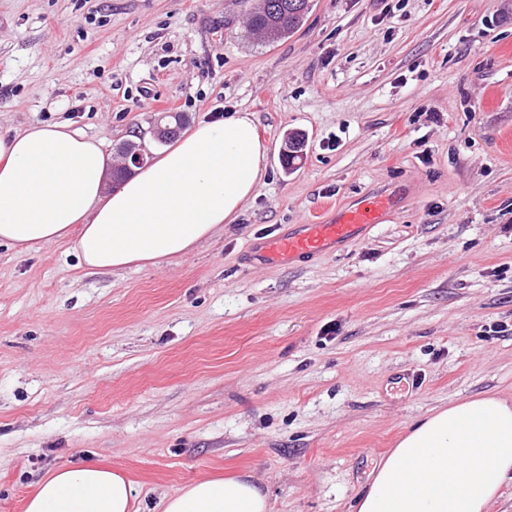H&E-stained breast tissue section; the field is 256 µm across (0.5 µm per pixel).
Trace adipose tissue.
<instances>
[{
    "label": "adipose tissue",
    "mask_w": 512,
    "mask_h": 512,
    "mask_svg": "<svg viewBox=\"0 0 512 512\" xmlns=\"http://www.w3.org/2000/svg\"><path fill=\"white\" fill-rule=\"evenodd\" d=\"M101 140L69 124L0 132V244L27 254L75 237L97 272L184 256L234 223L266 174L251 114L199 124L149 166L112 185ZM512 482V402L449 403L407 428L356 496L353 512H490ZM134 488L83 462L43 479L26 512H130ZM161 512H269L250 475L202 479L164 497Z\"/></svg>",
    "instance_id": "obj_1"
}]
</instances>
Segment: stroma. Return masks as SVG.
<instances>
[{
  "label": "stroma",
  "instance_id": "obj_1",
  "mask_svg": "<svg viewBox=\"0 0 512 512\" xmlns=\"http://www.w3.org/2000/svg\"><path fill=\"white\" fill-rule=\"evenodd\" d=\"M312 2L265 45L250 0H0L1 129L154 152L156 113L247 112L268 150L256 197L185 257L95 273L68 241L0 245V512L84 460L139 512L247 473L270 512H349L411 423L512 399V0ZM385 190L401 203L344 250L245 258Z\"/></svg>",
  "mask_w": 512,
  "mask_h": 512
}]
</instances>
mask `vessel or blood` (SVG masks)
<instances>
[{
  "mask_svg": "<svg viewBox=\"0 0 512 512\" xmlns=\"http://www.w3.org/2000/svg\"><path fill=\"white\" fill-rule=\"evenodd\" d=\"M395 205L396 199L390 195L361 197L330 216L299 225L294 232L259 240L253 246L254 257L271 264L329 253L335 248L359 241L361 234L372 225L381 223Z\"/></svg>",
  "mask_w": 512,
  "mask_h": 512,
  "instance_id": "vessel-or-blood-1",
  "label": "vessel or blood"
}]
</instances>
